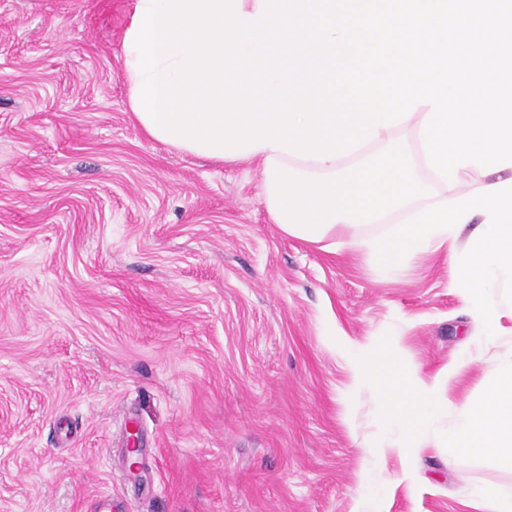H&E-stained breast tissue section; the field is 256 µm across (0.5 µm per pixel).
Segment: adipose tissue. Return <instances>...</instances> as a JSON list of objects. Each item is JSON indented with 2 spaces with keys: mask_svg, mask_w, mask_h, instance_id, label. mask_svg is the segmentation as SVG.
I'll return each mask as SVG.
<instances>
[{
  "mask_svg": "<svg viewBox=\"0 0 512 512\" xmlns=\"http://www.w3.org/2000/svg\"><path fill=\"white\" fill-rule=\"evenodd\" d=\"M370 375L385 422L399 429L409 447H417L421 430L433 423L439 410L433 386L380 363ZM439 438L459 454L512 461V364L498 369L483 396L463 405L454 427Z\"/></svg>",
  "mask_w": 512,
  "mask_h": 512,
  "instance_id": "ef3b65f1",
  "label": "adipose tissue"
}]
</instances>
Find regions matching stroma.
<instances>
[{
  "label": "stroma",
  "instance_id": "35a3bbf8",
  "mask_svg": "<svg viewBox=\"0 0 512 512\" xmlns=\"http://www.w3.org/2000/svg\"><path fill=\"white\" fill-rule=\"evenodd\" d=\"M129 5L0 0V512H495L512 467L438 437L512 361L453 286L466 236L388 279L347 245L384 225L283 234L255 162L137 124ZM383 354L459 370L407 452L356 376ZM477 497L493 500L497 505V512L512 511V485H488L477 493Z\"/></svg>",
  "mask_w": 512,
  "mask_h": 512
}]
</instances>
